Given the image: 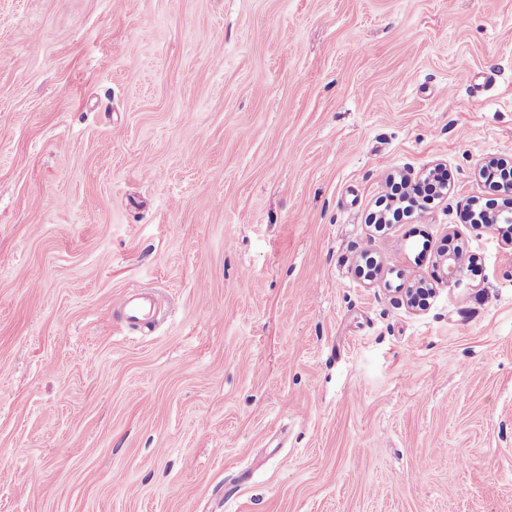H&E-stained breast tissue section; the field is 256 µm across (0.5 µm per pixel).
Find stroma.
Returning <instances> with one entry per match:
<instances>
[{"label":"stroma","mask_w":512,"mask_h":512,"mask_svg":"<svg viewBox=\"0 0 512 512\" xmlns=\"http://www.w3.org/2000/svg\"><path fill=\"white\" fill-rule=\"evenodd\" d=\"M500 156L512 0H0V512H512ZM447 175L425 176L422 181L411 184L408 186L403 185V180L400 182L386 181L388 192L380 202L383 205L380 212L385 214L386 224L390 221L398 222L402 217L412 216L414 211L415 198L421 194L432 195L433 193L439 195L443 186L446 183ZM462 251L450 250L442 253L438 260L443 276L448 283L459 284L465 275V268L462 263ZM152 306L151 295L134 293L126 297L120 311L126 324L138 326L146 320Z\"/></svg>","instance_id":"obj_1"}]
</instances>
